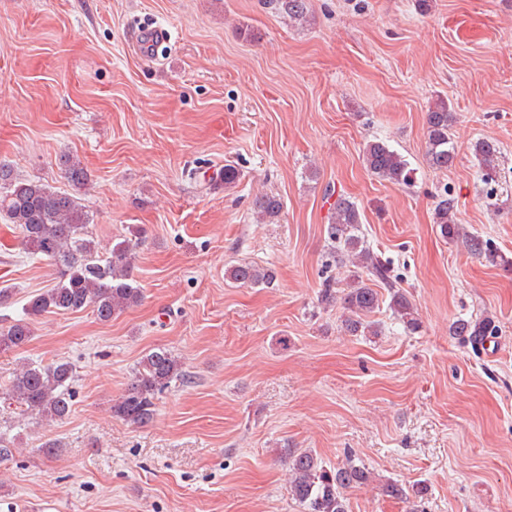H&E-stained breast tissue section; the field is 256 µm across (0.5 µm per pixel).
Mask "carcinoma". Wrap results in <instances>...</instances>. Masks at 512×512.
<instances>
[{
	"mask_svg": "<svg viewBox=\"0 0 512 512\" xmlns=\"http://www.w3.org/2000/svg\"><path fill=\"white\" fill-rule=\"evenodd\" d=\"M272 8L288 21L301 25L307 22L310 0H269ZM455 117L448 102L440 99L427 113L426 154L435 169H446L455 160L451 128ZM481 179L496 181L499 175L500 147L490 139L474 144ZM363 164L376 178L394 185L412 186V169L407 160L382 140L365 144ZM65 178L75 192L60 191L41 180L14 176L9 165L0 162V217L19 229L25 252L52 265L57 282L28 301L23 316L0 328V351H8L26 344L31 336L27 318L49 312H79L92 309L101 322H110L126 309L138 304L140 289L133 285L130 247L126 242L112 246V255L104 256L96 241L87 234L89 213L80 197L88 184L87 173L76 159L66 156L61 160ZM238 168L226 163L203 176L208 188L230 187L239 181ZM283 209L280 197L262 193L252 200V210L267 222L278 220ZM362 223L355 202L339 194L328 218V235L336 243L337 261L356 269L352 281L341 297H336L333 285L328 283L321 292V302L329 305L340 302L344 310L341 327L351 336L377 335L373 314L380 306V293L369 282L380 281L389 286V309L413 332L420 327V319L410 297L392 287L389 269L364 246L358 235ZM434 223L440 234L448 239H462L469 252L494 265L512 266V259L494 250L491 243L468 232L458 224L454 199L443 189L434 200ZM366 272L362 276L359 271ZM233 283L255 287L273 284L275 272L270 267L240 264L228 270ZM498 327L490 317L480 320L460 318L452 325V335L463 337L474 351L485 341L497 335ZM187 374L178 356L165 348L146 353L139 362L131 382L112 405V413L133 425L150 422L156 410L157 395L176 381H185ZM75 370L68 361L43 366L25 362L0 394L18 410L14 425L21 427L34 419L48 424L67 419L74 405ZM288 492L305 512H348L344 492L369 481L370 472L355 461L351 454L332 469L306 450L288 451ZM427 488H406L396 482L382 485L385 496L406 501L424 497Z\"/></svg>",
	"mask_w": 512,
	"mask_h": 512,
	"instance_id": "cac0c4a2",
	"label": "carcinoma"
}]
</instances>
